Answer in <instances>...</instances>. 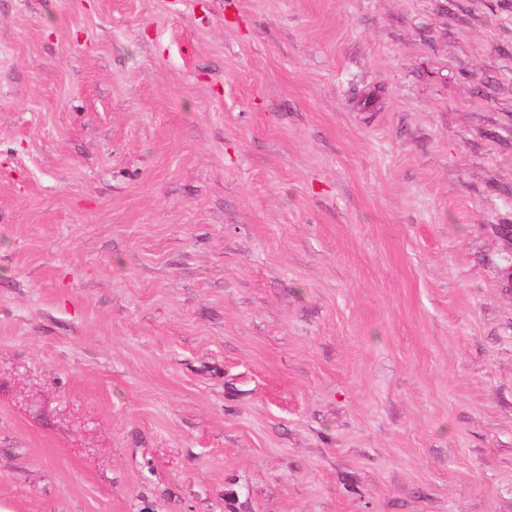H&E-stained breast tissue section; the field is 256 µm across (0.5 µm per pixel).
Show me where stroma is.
Returning <instances> with one entry per match:
<instances>
[{"mask_svg": "<svg viewBox=\"0 0 512 512\" xmlns=\"http://www.w3.org/2000/svg\"><path fill=\"white\" fill-rule=\"evenodd\" d=\"M0 512H512V0H0Z\"/></svg>", "mask_w": 512, "mask_h": 512, "instance_id": "obj_1", "label": "stroma"}]
</instances>
